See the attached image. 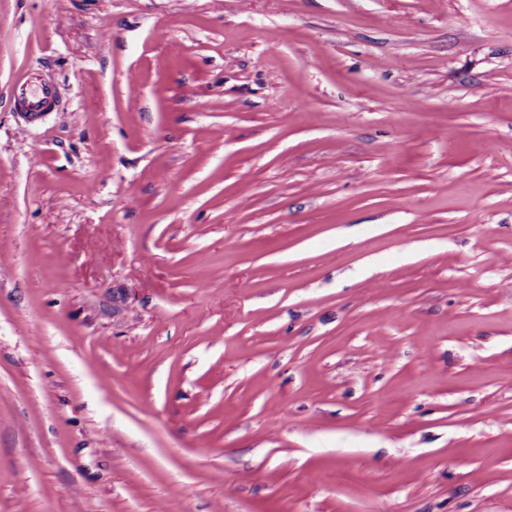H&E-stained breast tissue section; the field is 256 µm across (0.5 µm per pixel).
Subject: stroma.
Returning a JSON list of instances; mask_svg holds the SVG:
<instances>
[{
  "label": "stroma",
  "mask_w": 512,
  "mask_h": 512,
  "mask_svg": "<svg viewBox=\"0 0 512 512\" xmlns=\"http://www.w3.org/2000/svg\"><path fill=\"white\" fill-rule=\"evenodd\" d=\"M0 512H512V0H0ZM12 88L19 112H25L31 117L52 112L58 104L55 86L36 70L20 71Z\"/></svg>",
  "instance_id": "stroma-1"
}]
</instances>
